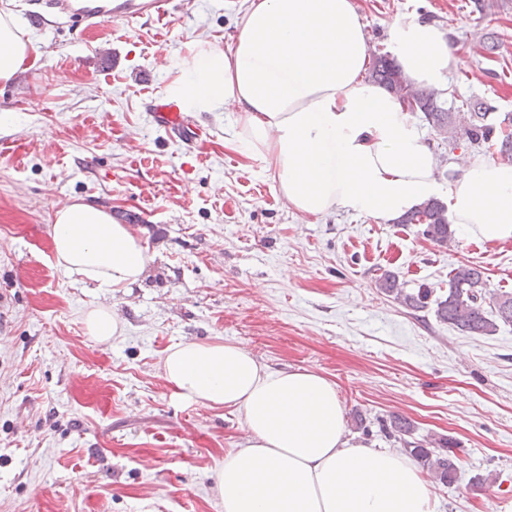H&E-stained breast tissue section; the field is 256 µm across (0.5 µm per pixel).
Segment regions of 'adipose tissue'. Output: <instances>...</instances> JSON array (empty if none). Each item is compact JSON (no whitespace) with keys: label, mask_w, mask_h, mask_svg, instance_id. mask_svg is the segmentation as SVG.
I'll return each instance as SVG.
<instances>
[{"label":"adipose tissue","mask_w":512,"mask_h":512,"mask_svg":"<svg viewBox=\"0 0 512 512\" xmlns=\"http://www.w3.org/2000/svg\"><path fill=\"white\" fill-rule=\"evenodd\" d=\"M233 50H200L170 86L191 112L235 109V138L271 169L297 212L343 208L394 221L448 193V221L466 239L512 240V164L467 158L440 186L437 156L397 98L364 80L369 59L353 0H245ZM393 49L419 86L447 90L457 57L433 24L395 22ZM29 58L14 16L0 13V82ZM58 267L96 288L136 284L146 248L131 228L77 199L53 216ZM161 372L180 403L241 413L245 445L224 457V512H436L422 473L403 456L352 443L336 385L279 370L240 344L172 347Z\"/></svg>","instance_id":"1"}]
</instances>
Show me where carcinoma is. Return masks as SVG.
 Wrapping results in <instances>:
<instances>
[{"mask_svg":"<svg viewBox=\"0 0 512 512\" xmlns=\"http://www.w3.org/2000/svg\"><path fill=\"white\" fill-rule=\"evenodd\" d=\"M369 79L382 85L403 103L407 112L421 113L431 128L444 136L450 150L466 144L473 149H496L503 156H512V114L498 118L484 111L483 103H466L467 110L445 106L435 91L419 89L403 73L395 58L387 53L376 55L369 71ZM399 224H418L422 234L438 245L454 241L448 224V207L438 199L430 198L414 210L400 216ZM381 293L393 297L412 312L434 307L439 322L448 324L472 336H488L498 331L499 324L512 325V296L497 297L494 310L484 307L486 280L483 268L476 264H460L448 274V293L434 297L435 289L421 285L404 288L398 277L385 272L376 280ZM391 433L402 451L414 458L426 473L442 485H450L457 478V443L447 437H414V426L405 418L390 420Z\"/></svg>","mask_w":512,"mask_h":512,"instance_id":"1","label":"carcinoma"}]
</instances>
